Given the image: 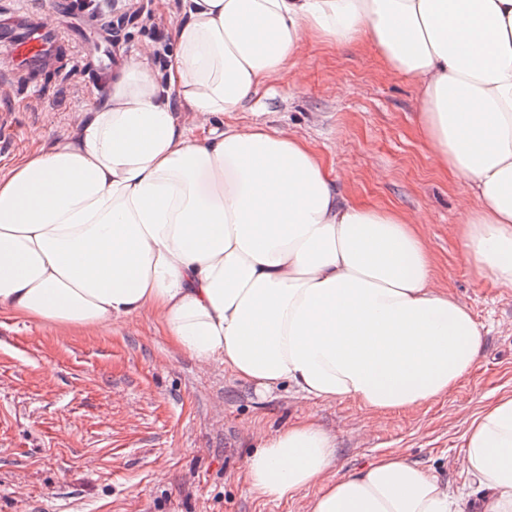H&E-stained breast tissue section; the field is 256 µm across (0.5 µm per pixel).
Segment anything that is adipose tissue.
Wrapping results in <instances>:
<instances>
[{
  "instance_id": "1",
  "label": "adipose tissue",
  "mask_w": 512,
  "mask_h": 512,
  "mask_svg": "<svg viewBox=\"0 0 512 512\" xmlns=\"http://www.w3.org/2000/svg\"><path fill=\"white\" fill-rule=\"evenodd\" d=\"M308 35L416 83L431 153L471 181L463 255L512 291V0H180L165 70L132 61L79 132L0 176V308L64 329L151 315L260 396L374 415L447 396L485 336L420 219L346 197L294 133L224 120ZM257 442L252 490L314 488L305 512H512V393L469 420L456 487L402 448L339 471L309 415Z\"/></svg>"
}]
</instances>
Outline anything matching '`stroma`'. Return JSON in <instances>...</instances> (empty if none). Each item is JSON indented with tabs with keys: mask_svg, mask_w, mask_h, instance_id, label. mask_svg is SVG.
<instances>
[{
	"mask_svg": "<svg viewBox=\"0 0 512 512\" xmlns=\"http://www.w3.org/2000/svg\"><path fill=\"white\" fill-rule=\"evenodd\" d=\"M120 65L150 50L167 64L175 0H93ZM70 60L0 88V114L16 136L0 147V176L30 150L75 131L102 99L80 59L93 35L65 16ZM412 80L393 73L370 45L310 38L301 70L282 74L234 122H263L304 138L334 163L338 187L375 207L420 215L441 284L483 326L475 370L420 409L373 416L348 402L313 406L336 433L344 467L402 448L423 467L461 478L452 463L467 420L512 393V292L471 270L455 233L466 179L448 174L419 130ZM287 390L258 400L223 366L176 351L152 318L92 331L61 330L0 309V512H305L313 489L286 502L261 499L246 478L255 430L296 421Z\"/></svg>",
	"mask_w": 512,
	"mask_h": 512,
	"instance_id": "35a3bbf8",
	"label": "stroma"
}]
</instances>
